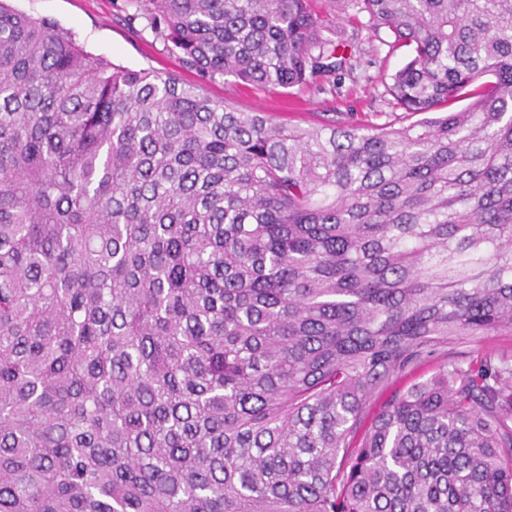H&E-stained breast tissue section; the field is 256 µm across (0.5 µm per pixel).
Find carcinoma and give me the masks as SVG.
<instances>
[{"label":"carcinoma","mask_w":512,"mask_h":512,"mask_svg":"<svg viewBox=\"0 0 512 512\" xmlns=\"http://www.w3.org/2000/svg\"><path fill=\"white\" fill-rule=\"evenodd\" d=\"M313 2L127 19L309 87ZM357 4L411 125L239 112L0 0V512H512V359L459 350L512 336V0Z\"/></svg>","instance_id":"cac0c4a2"}]
</instances>
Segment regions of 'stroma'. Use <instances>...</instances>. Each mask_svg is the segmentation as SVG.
<instances>
[{"label":"stroma","mask_w":512,"mask_h":512,"mask_svg":"<svg viewBox=\"0 0 512 512\" xmlns=\"http://www.w3.org/2000/svg\"><path fill=\"white\" fill-rule=\"evenodd\" d=\"M10 5L70 29L88 51L110 62L169 73L187 84L197 80L143 21L127 20L125 0H10ZM318 8L328 20L326 37L350 59L347 70L323 78L317 90L260 88L225 76L201 85L202 93L242 112H266L277 121L303 126L412 124L413 116L394 106L388 91L392 75L407 60V49L393 47L388 31L372 26L368 14L346 0H318Z\"/></svg>","instance_id":"stroma-1"}]
</instances>
